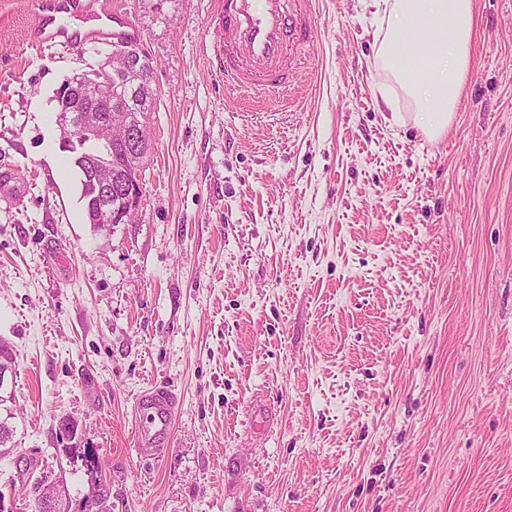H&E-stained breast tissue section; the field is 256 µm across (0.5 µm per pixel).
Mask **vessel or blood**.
Returning <instances> with one entry per match:
<instances>
[{
	"label": "vessel or blood",
	"instance_id": "obj_1",
	"mask_svg": "<svg viewBox=\"0 0 512 512\" xmlns=\"http://www.w3.org/2000/svg\"><path fill=\"white\" fill-rule=\"evenodd\" d=\"M223 30L224 91L263 96L288 87L286 57L297 38H308L312 0H216ZM33 48H74L90 41H138L132 25L117 19L110 0H33ZM172 390L152 389L137 414L138 446L154 456L171 432Z\"/></svg>",
	"mask_w": 512,
	"mask_h": 512
}]
</instances>
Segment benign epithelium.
I'll list each match as a JSON object with an SVG mask.
<instances>
[{
	"label": "benign epithelium",
	"instance_id": "7a95c632",
	"mask_svg": "<svg viewBox=\"0 0 512 512\" xmlns=\"http://www.w3.org/2000/svg\"><path fill=\"white\" fill-rule=\"evenodd\" d=\"M135 76V90L152 94L154 65L142 45L113 46L98 67L74 75L57 91V123L60 145L71 146L86 158L85 179L90 193L88 207L91 224H126L138 210L143 185L138 158L148 144L144 132L147 122L133 121L131 97H112V82ZM81 136L76 138L74 133ZM121 145L126 149L127 179L112 176V161L89 149L91 145ZM62 491L56 485H44L37 497L39 512H64L60 509Z\"/></svg>",
	"mask_w": 512,
	"mask_h": 512
}]
</instances>
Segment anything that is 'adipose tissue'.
Returning <instances> with one entry per match:
<instances>
[{
	"label": "adipose tissue",
	"instance_id": "adipose-tissue-1",
	"mask_svg": "<svg viewBox=\"0 0 512 512\" xmlns=\"http://www.w3.org/2000/svg\"><path fill=\"white\" fill-rule=\"evenodd\" d=\"M386 22L381 62L419 106L417 119L432 138L443 137L462 96L471 63L473 0H371ZM420 20L435 37L418 49L420 66L409 65L401 33Z\"/></svg>",
	"mask_w": 512,
	"mask_h": 512
}]
</instances>
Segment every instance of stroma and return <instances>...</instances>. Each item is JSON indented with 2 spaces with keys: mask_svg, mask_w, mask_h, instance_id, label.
Wrapping results in <instances>:
<instances>
[{
  "mask_svg": "<svg viewBox=\"0 0 512 512\" xmlns=\"http://www.w3.org/2000/svg\"><path fill=\"white\" fill-rule=\"evenodd\" d=\"M211 2L112 0L158 100L141 204L96 227L55 95L109 48L35 54L30 0H0V172L24 192H0L7 512L47 480L112 512H512V0H474L437 141L368 0H313L291 88L260 104L224 93ZM153 385L177 394L156 458ZM13 370L9 363L6 361L0 362V386L3 388L5 385L10 384L11 386L9 388L8 392H1L0 391V448H11L12 445L11 439L13 437V429L10 428L8 425L7 420L11 418V409L8 406H5L7 402L13 401V392L12 388H14L13 385ZM2 411L6 413V416L2 417ZM172 390L167 387L153 388L150 398L145 400L136 413L140 419L138 450L141 455L155 456L164 448H156L171 432Z\"/></svg>",
  "mask_w": 512,
  "mask_h": 512,
  "instance_id": "1",
  "label": "stroma"
}]
</instances>
